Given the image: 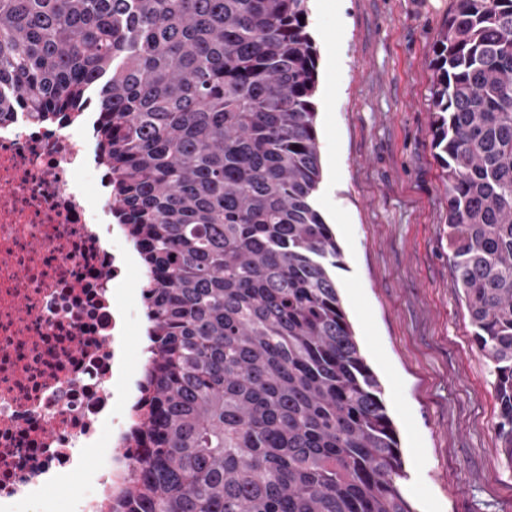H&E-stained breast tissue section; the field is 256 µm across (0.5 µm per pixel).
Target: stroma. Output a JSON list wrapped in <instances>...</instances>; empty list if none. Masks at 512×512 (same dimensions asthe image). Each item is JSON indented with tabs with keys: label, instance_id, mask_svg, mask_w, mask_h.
Here are the masks:
<instances>
[{
	"label": "stroma",
	"instance_id": "obj_1",
	"mask_svg": "<svg viewBox=\"0 0 512 512\" xmlns=\"http://www.w3.org/2000/svg\"><path fill=\"white\" fill-rule=\"evenodd\" d=\"M453 4L309 0L317 207L342 252L336 283L383 387L415 512H512L496 376L455 286L430 126L431 60Z\"/></svg>",
	"mask_w": 512,
	"mask_h": 512
}]
</instances>
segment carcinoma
Masks as SVG:
<instances>
[{
	"mask_svg": "<svg viewBox=\"0 0 512 512\" xmlns=\"http://www.w3.org/2000/svg\"><path fill=\"white\" fill-rule=\"evenodd\" d=\"M308 0H0V115L95 105L154 358L129 512H413L315 206ZM448 254L512 467V0H456L434 59Z\"/></svg>",
	"mask_w": 512,
	"mask_h": 512,
	"instance_id": "cac0c4a2",
	"label": "carcinoma"
}]
</instances>
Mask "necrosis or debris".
<instances>
[{
    "label": "necrosis or debris",
    "instance_id": "necrosis-or-debris-1",
    "mask_svg": "<svg viewBox=\"0 0 512 512\" xmlns=\"http://www.w3.org/2000/svg\"><path fill=\"white\" fill-rule=\"evenodd\" d=\"M111 172L77 123L0 117V512H112L118 485L140 474L147 448L126 394L130 325L150 315L123 259L137 246L111 223ZM96 449L91 485L62 503L42 487Z\"/></svg>",
    "mask_w": 512,
    "mask_h": 512
}]
</instances>
